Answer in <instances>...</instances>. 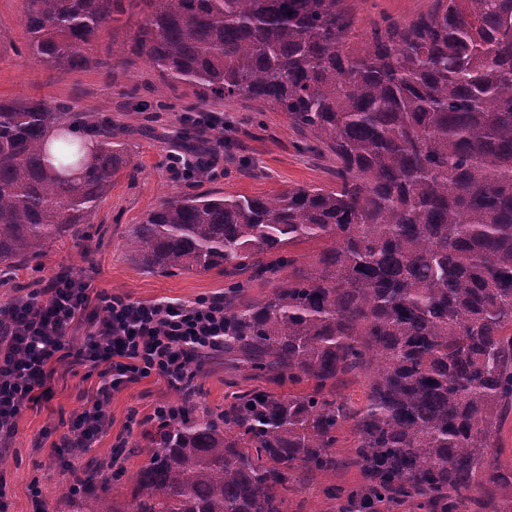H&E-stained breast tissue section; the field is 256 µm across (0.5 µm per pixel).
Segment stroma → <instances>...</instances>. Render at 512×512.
<instances>
[{"mask_svg": "<svg viewBox=\"0 0 512 512\" xmlns=\"http://www.w3.org/2000/svg\"><path fill=\"white\" fill-rule=\"evenodd\" d=\"M347 3L357 19L352 38L359 43L381 17L404 21L436 6V0ZM21 18V0H0V99L46 98L68 111L90 115L94 122L111 125L113 136L127 147L131 167L116 176L77 236L54 242L15 274L0 277V303L36 288L39 280L63 268L85 281L91 293H120L134 301L191 304L202 297L223 295L230 279L220 269L172 274L141 269L126 249L137 224L175 195L266 196L292 186L335 184V160L300 150L307 135L285 113L260 112L255 103L239 99L203 103L192 86L164 87L158 73L134 51L137 11L126 12L104 32L93 51L95 65L68 73L30 60ZM200 110L223 116V125L190 129L185 115ZM189 129L195 143L219 154L217 167L208 174L186 177L171 166L172 157L192 153L195 143L183 137ZM237 376L223 359L211 360L196 380L199 399L211 408H224L228 382ZM98 381V375L87 369L59 368L51 399L22 412L11 449L0 457V501L6 503V512H33L32 486L49 492L69 484L68 474L54 463V445L67 431L71 415L94 394ZM174 395L154 375L128 384L107 407L109 431L79 458V465L85 468L108 460L117 442L131 445L120 485L122 493H129L136 473L148 461L147 449L138 445L141 428L131 424L130 415L148 417L155 406L172 401Z\"/></svg>", "mask_w": 512, "mask_h": 512, "instance_id": "obj_1", "label": "stroma"}]
</instances>
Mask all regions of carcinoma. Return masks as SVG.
Listing matches in <instances>:
<instances>
[{"instance_id":"1","label":"carcinoma","mask_w":512,"mask_h":512,"mask_svg":"<svg viewBox=\"0 0 512 512\" xmlns=\"http://www.w3.org/2000/svg\"><path fill=\"white\" fill-rule=\"evenodd\" d=\"M133 2L136 52L164 84L285 113L310 134L300 149L336 159V185L176 195L137 225L129 249L155 273L293 269L258 302L235 303L243 281L224 291V360L269 386L218 411L181 392L144 433L130 496L112 493L114 458L54 512H288L289 491L316 486L333 512H512V470L492 453L512 410V0H438L361 46L344 0ZM124 12L24 0L31 61L89 68ZM66 116L0 100V271L76 236L130 167L104 124L53 169ZM302 241L323 243L309 270L286 256ZM350 377L358 405L340 391ZM342 468L362 483L319 484Z\"/></svg>"}]
</instances>
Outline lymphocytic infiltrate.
<instances>
[{
  "instance_id": "lymphocytic-infiltrate-1",
  "label": "lymphocytic infiltrate",
  "mask_w": 512,
  "mask_h": 512,
  "mask_svg": "<svg viewBox=\"0 0 512 512\" xmlns=\"http://www.w3.org/2000/svg\"><path fill=\"white\" fill-rule=\"evenodd\" d=\"M88 324L82 341L73 328ZM224 343L222 298L191 304L140 302L123 294H90L88 285L61 270L45 285L0 305V447L17 430L22 411L51 398L60 365L96 370L99 386L72 418L57 446L60 466L73 465L107 431L115 392L152 375L181 389L197 356Z\"/></svg>"
}]
</instances>
